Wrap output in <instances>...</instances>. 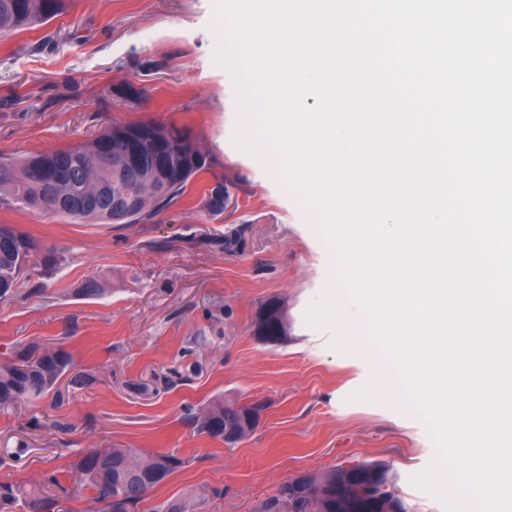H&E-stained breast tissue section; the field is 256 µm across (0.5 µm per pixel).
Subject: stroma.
Returning <instances> with one entry per match:
<instances>
[{
    "mask_svg": "<svg viewBox=\"0 0 512 512\" xmlns=\"http://www.w3.org/2000/svg\"><path fill=\"white\" fill-rule=\"evenodd\" d=\"M217 0H67L34 29L0 33V154L22 157L84 142L115 122L188 129L210 166L184 197L137 224H73L0 211L55 247L53 275L23 277L0 301V362L30 346L64 350L73 369L58 391L0 405V481L59 473L64 512H100L76 463L95 448L173 454L182 466L152 488L139 512L168 501L197 512H258L288 479L377 461L396 476L410 512H448L458 491L435 496L416 479L439 466L425 423L387 401L357 399L369 359L308 310L332 268L296 193L249 166L238 95L217 63ZM131 83L139 100L113 96ZM228 190L222 215L202 200ZM279 301L286 338L255 332ZM255 406L259 419L233 444L201 431L214 400Z\"/></svg>",
    "mask_w": 512,
    "mask_h": 512,
    "instance_id": "35a3bbf8",
    "label": "stroma"
}]
</instances>
